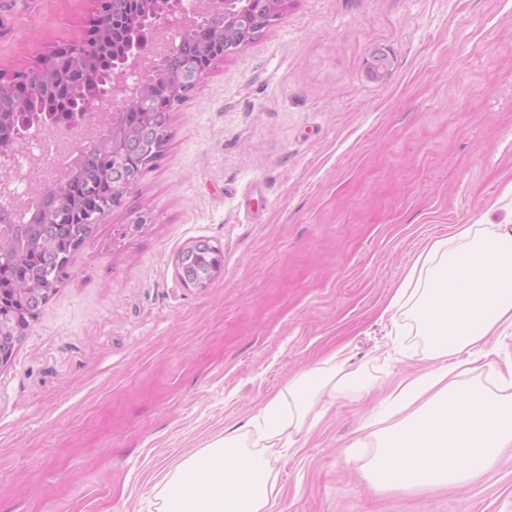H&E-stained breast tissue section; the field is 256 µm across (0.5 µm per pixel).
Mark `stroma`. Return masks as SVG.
I'll list each match as a JSON object with an SVG mask.
<instances>
[{
	"mask_svg": "<svg viewBox=\"0 0 512 512\" xmlns=\"http://www.w3.org/2000/svg\"><path fill=\"white\" fill-rule=\"evenodd\" d=\"M95 8L0 0V71L36 68ZM168 133L0 367V512H147L184 455L337 351L372 384L274 454L272 512H512V448L425 489L354 465L371 413L422 368L399 354L421 337L383 309L512 183V0H284ZM203 240L224 261L196 288L178 256Z\"/></svg>",
	"mask_w": 512,
	"mask_h": 512,
	"instance_id": "35a3bbf8",
	"label": "stroma"
}]
</instances>
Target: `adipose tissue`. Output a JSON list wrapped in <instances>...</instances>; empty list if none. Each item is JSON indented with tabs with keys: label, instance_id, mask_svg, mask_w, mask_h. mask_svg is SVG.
<instances>
[{
	"label": "adipose tissue",
	"instance_id": "1",
	"mask_svg": "<svg viewBox=\"0 0 512 512\" xmlns=\"http://www.w3.org/2000/svg\"><path fill=\"white\" fill-rule=\"evenodd\" d=\"M383 313L412 324L423 345L410 355L428 367L394 390L403 420L372 432L366 478L420 488L491 470L499 449L512 447V375L499 376L494 390L468 375L488 360L489 337L512 335V211L434 241ZM369 384L335 357L293 376L252 430L225 435L163 477L154 488L158 512H270L274 449L292 445L323 399Z\"/></svg>",
	"mask_w": 512,
	"mask_h": 512
}]
</instances>
